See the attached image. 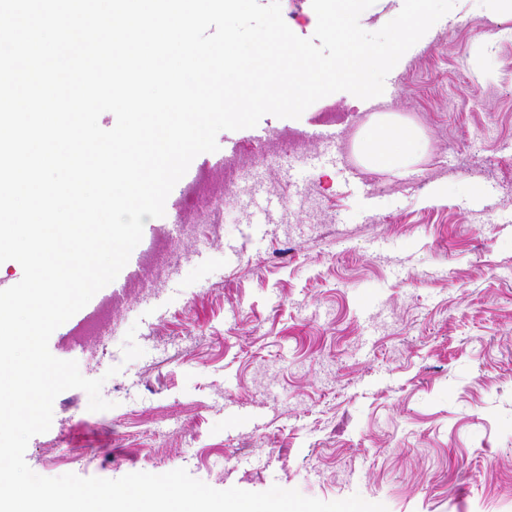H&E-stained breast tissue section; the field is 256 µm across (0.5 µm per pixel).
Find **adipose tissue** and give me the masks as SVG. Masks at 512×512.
Instances as JSON below:
<instances>
[{
    "instance_id": "adipose-tissue-1",
    "label": "adipose tissue",
    "mask_w": 512,
    "mask_h": 512,
    "mask_svg": "<svg viewBox=\"0 0 512 512\" xmlns=\"http://www.w3.org/2000/svg\"><path fill=\"white\" fill-rule=\"evenodd\" d=\"M426 149L421 131L393 112L374 114L354 145L355 155L364 167L395 172L406 169Z\"/></svg>"
}]
</instances>
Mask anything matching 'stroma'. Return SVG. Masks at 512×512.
Wrapping results in <instances>:
<instances>
[{"label":"stroma","mask_w":512,"mask_h":512,"mask_svg":"<svg viewBox=\"0 0 512 512\" xmlns=\"http://www.w3.org/2000/svg\"><path fill=\"white\" fill-rule=\"evenodd\" d=\"M355 101L336 92L300 118L220 132L192 161L132 252L143 265L146 244L173 246L180 269L149 286L122 269L120 298L102 288L52 334L51 353L104 378L113 407L58 395L25 452L35 473L183 468L218 490L512 512V15L456 0L374 110ZM375 110L426 137L406 172L349 154ZM324 127L335 143L314 139ZM231 150L250 159L248 182H225ZM204 181L226 189L224 207L177 236L183 194ZM266 198L287 207L292 235ZM97 316L110 334L77 343Z\"/></svg>","instance_id":"stroma-1"}]
</instances>
